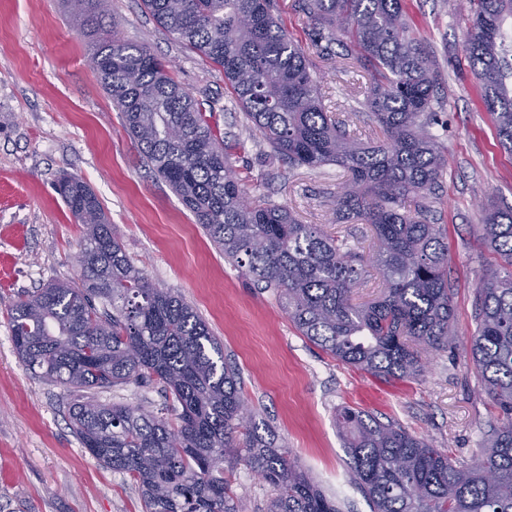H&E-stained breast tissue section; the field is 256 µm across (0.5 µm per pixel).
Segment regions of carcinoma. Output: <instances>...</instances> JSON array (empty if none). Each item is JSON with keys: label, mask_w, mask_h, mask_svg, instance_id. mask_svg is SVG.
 <instances>
[{"label": "carcinoma", "mask_w": 512, "mask_h": 512, "mask_svg": "<svg viewBox=\"0 0 512 512\" xmlns=\"http://www.w3.org/2000/svg\"><path fill=\"white\" fill-rule=\"evenodd\" d=\"M104 0H75L96 30L112 20ZM154 20L224 71L254 128L292 167L336 165L337 224H368L381 296L356 304L363 259L318 224L250 199L203 108L171 76L173 63L117 34L92 56L123 112L142 160L180 197L205 234L252 281L276 292L289 320L336 360L375 376L417 380L424 356L453 344L448 247L430 223L427 196L448 164L426 131L436 94L421 38L402 0H297L318 56H345L372 77L366 104L383 138L363 142L326 112L312 64L274 15L273 0H143ZM466 51L512 153V0H460ZM58 191L84 234L78 283L17 295L8 312L21 361L73 396L68 413L91 457L138 486L146 512H248L232 489L235 465L271 485L267 512H340L290 450L253 415L240 374L196 311L133 265L99 200L81 179ZM485 246L500 258L476 288L470 353L500 414L481 458L459 465L444 448L354 408L336 416L350 469L372 512H512V207L483 208ZM153 383L172 403L154 412L100 402L95 392Z\"/></svg>", "instance_id": "cac0c4a2"}]
</instances>
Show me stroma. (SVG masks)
I'll return each mask as SVG.
<instances>
[{
	"label": "stroma",
	"mask_w": 512,
	"mask_h": 512,
	"mask_svg": "<svg viewBox=\"0 0 512 512\" xmlns=\"http://www.w3.org/2000/svg\"><path fill=\"white\" fill-rule=\"evenodd\" d=\"M426 40L439 83L428 125L448 158L428 197L448 246L454 343L427 356L417 380L379 378L342 364L310 342L273 292L256 288L204 234L195 216L141 160L121 112L90 64L102 40L72 0H0V512H145L137 486L81 447L68 418L69 393L19 359L8 310L21 292L75 282L81 227L57 191L62 175L86 182L135 266L178 293L220 339L240 370L258 420L341 512H371L336 429L339 407L377 415L447 449L469 465L498 412L482 391L469 343L475 290L499 259L482 242L484 201L512 207V154L466 53L470 23L458 0H403ZM116 32L175 63L172 76L204 106L242 189L318 224L371 261L367 224H336L332 209L347 175L335 165L291 167L253 129L221 69L164 30L141 0H112ZM325 111L375 132L366 107L370 75L359 63L316 61Z\"/></svg>",
	"instance_id": "35a3bbf8"
}]
</instances>
